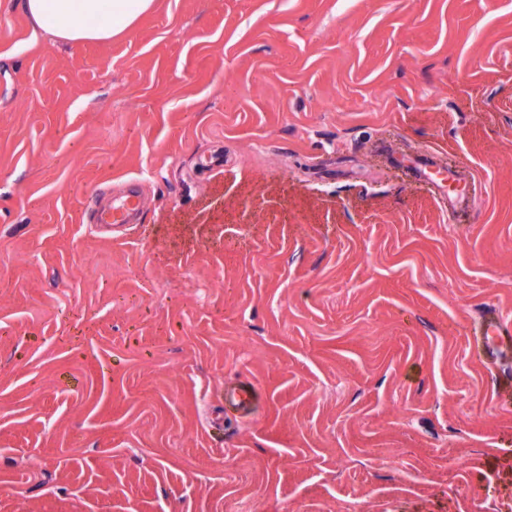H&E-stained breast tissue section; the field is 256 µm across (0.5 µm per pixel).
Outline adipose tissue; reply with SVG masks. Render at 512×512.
I'll use <instances>...</instances> for the list:
<instances>
[{
  "mask_svg": "<svg viewBox=\"0 0 512 512\" xmlns=\"http://www.w3.org/2000/svg\"><path fill=\"white\" fill-rule=\"evenodd\" d=\"M154 0H25L40 31L60 41H103L127 33Z\"/></svg>",
  "mask_w": 512,
  "mask_h": 512,
  "instance_id": "ef3b65f1",
  "label": "adipose tissue"
}]
</instances>
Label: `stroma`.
<instances>
[{"instance_id": "stroma-1", "label": "stroma", "mask_w": 512, "mask_h": 512, "mask_svg": "<svg viewBox=\"0 0 512 512\" xmlns=\"http://www.w3.org/2000/svg\"><path fill=\"white\" fill-rule=\"evenodd\" d=\"M23 3L0 512H512V350L473 336L512 321V0H155L98 42ZM142 200L138 194L127 196L119 205L112 204L109 208H98L93 212L94 224H125L129 212L139 210ZM258 399L255 386L250 382H239L224 393V418L244 416L252 412Z\"/></svg>"}]
</instances>
